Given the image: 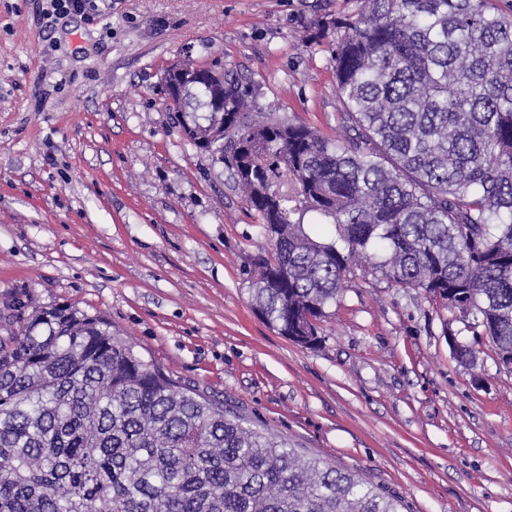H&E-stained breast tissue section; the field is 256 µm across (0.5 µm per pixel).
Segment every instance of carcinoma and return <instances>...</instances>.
Segmentation results:
<instances>
[{
    "label": "carcinoma",
    "mask_w": 512,
    "mask_h": 512,
    "mask_svg": "<svg viewBox=\"0 0 512 512\" xmlns=\"http://www.w3.org/2000/svg\"><path fill=\"white\" fill-rule=\"evenodd\" d=\"M336 38L344 139L251 110L224 75L181 84L179 125L257 213L251 299L315 348L367 262L475 318L512 365V0H360ZM224 98V111L212 108ZM144 359L101 315L0 313V512H400Z\"/></svg>",
    "instance_id": "1"
}]
</instances>
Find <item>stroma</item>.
Segmentation results:
<instances>
[{
	"label": "stroma",
	"instance_id": "obj_1",
	"mask_svg": "<svg viewBox=\"0 0 512 512\" xmlns=\"http://www.w3.org/2000/svg\"><path fill=\"white\" fill-rule=\"evenodd\" d=\"M92 2L0 0V303L106 315L145 360L403 512H512V370L472 316L361 264L320 347L278 334L251 303L258 220L163 103L186 57L261 111L342 135L336 36L315 25L358 0Z\"/></svg>",
	"mask_w": 512,
	"mask_h": 512
}]
</instances>
